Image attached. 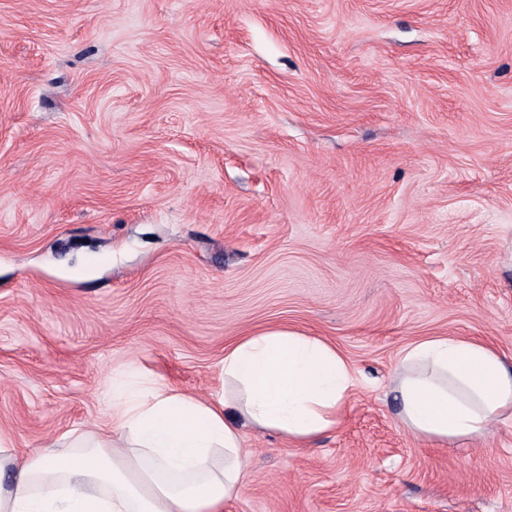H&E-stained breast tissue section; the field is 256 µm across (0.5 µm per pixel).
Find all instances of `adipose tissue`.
Segmentation results:
<instances>
[{
  "label": "adipose tissue",
  "mask_w": 512,
  "mask_h": 512,
  "mask_svg": "<svg viewBox=\"0 0 512 512\" xmlns=\"http://www.w3.org/2000/svg\"><path fill=\"white\" fill-rule=\"evenodd\" d=\"M208 400L132 375L112 383V430L70 431L17 457L0 435V512H224L245 489V428L308 442L332 430L358 383L333 344L289 329L224 352ZM404 428L445 444L512 416V364L491 345L435 336L399 359Z\"/></svg>",
  "instance_id": "adipose-tissue-1"
}]
</instances>
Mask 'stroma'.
Masks as SVG:
<instances>
[{"label":"stroma","instance_id":"obj_1","mask_svg":"<svg viewBox=\"0 0 512 512\" xmlns=\"http://www.w3.org/2000/svg\"><path fill=\"white\" fill-rule=\"evenodd\" d=\"M288 328L359 382L246 429L224 512H512V418L418 439L403 350L512 361V0H0V432L107 431L134 372L200 398Z\"/></svg>","mask_w":512,"mask_h":512}]
</instances>
